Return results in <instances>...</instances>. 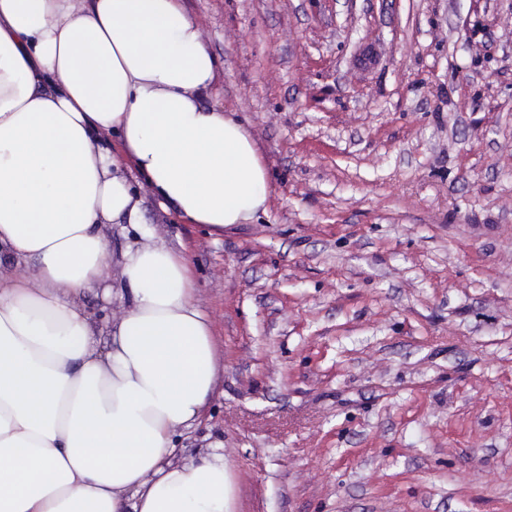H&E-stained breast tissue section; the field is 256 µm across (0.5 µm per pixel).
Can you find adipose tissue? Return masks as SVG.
I'll use <instances>...</instances> for the list:
<instances>
[{
  "mask_svg": "<svg viewBox=\"0 0 512 512\" xmlns=\"http://www.w3.org/2000/svg\"><path fill=\"white\" fill-rule=\"evenodd\" d=\"M213 73L180 0H0V512H228L221 446L173 460L222 370L194 270L148 240L107 281L102 234L144 229L126 156L212 232L265 211L250 133L202 103Z\"/></svg>",
  "mask_w": 512,
  "mask_h": 512,
  "instance_id": "ef3b65f1",
  "label": "adipose tissue"
}]
</instances>
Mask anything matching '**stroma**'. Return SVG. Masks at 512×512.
<instances>
[{
	"label": "stroma",
	"instance_id": "35a3bbf8",
	"mask_svg": "<svg viewBox=\"0 0 512 512\" xmlns=\"http://www.w3.org/2000/svg\"><path fill=\"white\" fill-rule=\"evenodd\" d=\"M267 210L141 189L224 356L229 512H512V0H182Z\"/></svg>",
	"mask_w": 512,
	"mask_h": 512
}]
</instances>
